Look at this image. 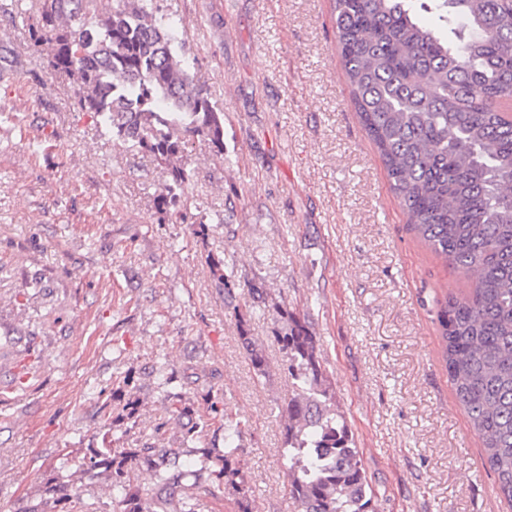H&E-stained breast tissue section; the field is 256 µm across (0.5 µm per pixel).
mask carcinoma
<instances>
[{
    "mask_svg": "<svg viewBox=\"0 0 512 512\" xmlns=\"http://www.w3.org/2000/svg\"><path fill=\"white\" fill-rule=\"evenodd\" d=\"M343 76L361 124L384 165L410 230L470 285L436 313L442 358L456 398L481 439L500 497L512 503V0H331ZM433 22L418 18L417 10ZM28 36L50 48L48 66L79 85L77 105L135 151L152 153L169 179L158 194L176 202L192 177L195 139L224 154V112L190 73L183 47L153 0H38ZM210 273L233 303L223 263ZM243 347L261 375L267 363L245 328ZM293 394L284 408L288 487L298 512H374L373 490L353 434L336 406L317 337L287 315L275 336ZM188 412L180 396L168 420ZM224 432V449L207 440ZM247 423L214 396L210 413L177 448H116L112 416L98 411V447L67 459L45 483L61 512H97L62 470L110 480L113 512H197L202 490L254 512L239 441ZM152 471L153 487L134 485Z\"/></svg>",
    "mask_w": 512,
    "mask_h": 512,
    "instance_id": "cac0c4a2",
    "label": "carcinoma"
}]
</instances>
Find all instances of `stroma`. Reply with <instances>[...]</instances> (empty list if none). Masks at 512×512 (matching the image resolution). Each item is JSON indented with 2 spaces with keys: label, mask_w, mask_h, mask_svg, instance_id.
I'll use <instances>...</instances> for the list:
<instances>
[{
  "label": "stroma",
  "mask_w": 512,
  "mask_h": 512,
  "mask_svg": "<svg viewBox=\"0 0 512 512\" xmlns=\"http://www.w3.org/2000/svg\"><path fill=\"white\" fill-rule=\"evenodd\" d=\"M36 3L0 0V512H60L43 485L60 451L95 447L101 405L115 447H182L170 390L196 415L223 393L248 422L257 512H296L282 454L292 385L274 339L286 311L318 340L376 512H512L441 357L434 301L461 278L408 229L351 104L330 0H156L224 111L223 154L195 141V175L165 211L164 167L79 111L78 84L28 41ZM210 256L240 302L265 288L246 326Z\"/></svg>",
  "instance_id": "35a3bbf8"
}]
</instances>
